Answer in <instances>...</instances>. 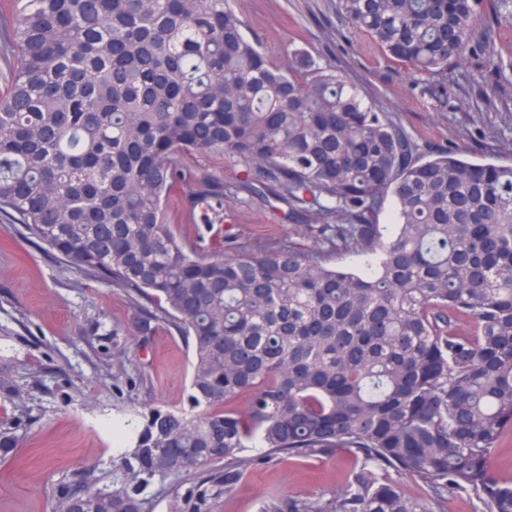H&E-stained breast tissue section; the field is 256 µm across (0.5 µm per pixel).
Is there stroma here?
Instances as JSON below:
<instances>
[{"mask_svg": "<svg viewBox=\"0 0 512 512\" xmlns=\"http://www.w3.org/2000/svg\"><path fill=\"white\" fill-rule=\"evenodd\" d=\"M245 35L274 63L304 53L331 63L375 111L419 144L462 149L476 163L512 164V83L480 55L448 67L446 78L412 80L407 68L366 50L336 13V0H234ZM184 186L171 205L178 237L205 242L230 234L264 249L315 241L304 224L280 222L277 201L247 194L225 199L220 221L186 222L194 194ZM137 306L127 293L89 276L0 217V422L16 426L19 446L0 458V512H52L53 491L80 475L112 468L115 428L136 410L183 407L192 349L159 321L140 337ZM354 455L280 456L256 466L217 512H260L265 499H321L345 486Z\"/></svg>", "mask_w": 512, "mask_h": 512, "instance_id": "35a3bbf8", "label": "stroma"}]
</instances>
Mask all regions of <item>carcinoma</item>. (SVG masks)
I'll return each mask as SVG.
<instances>
[{
    "mask_svg": "<svg viewBox=\"0 0 512 512\" xmlns=\"http://www.w3.org/2000/svg\"><path fill=\"white\" fill-rule=\"evenodd\" d=\"M11 2L0 215L154 304L140 335L163 319L192 347L187 406L139 411L103 486L61 482L55 506L145 512L147 491L177 475L170 512H215L259 464L350 451L361 465L342 490L273 496L261 512H447L448 493L468 490L480 512H512V481L491 466L512 430V164L450 147L418 156L333 66L301 54L275 65L232 0ZM336 9L413 74L443 78L475 54L512 71L496 48L512 0ZM224 153L246 166L236 185L186 163ZM188 183L192 211L267 192L281 219L315 217L317 246L182 240L167 204ZM348 253L370 260L331 264ZM243 393L246 409L232 408ZM16 444L0 425V454Z\"/></svg>",
    "mask_w": 512,
    "mask_h": 512,
    "instance_id": "1",
    "label": "carcinoma"
}]
</instances>
